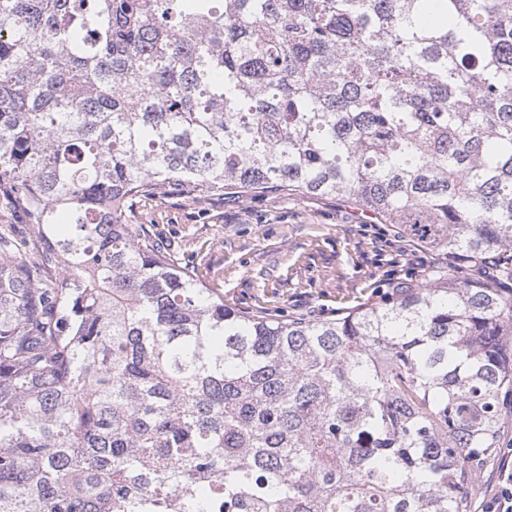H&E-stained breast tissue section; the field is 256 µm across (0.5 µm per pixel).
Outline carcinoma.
Here are the masks:
<instances>
[{
  "mask_svg": "<svg viewBox=\"0 0 512 512\" xmlns=\"http://www.w3.org/2000/svg\"><path fill=\"white\" fill-rule=\"evenodd\" d=\"M350 201L448 260L224 306L129 212ZM0 512H472L512 407V0H0ZM6 225L18 243L29 238V225L22 213L0 212V227Z\"/></svg>",
  "mask_w": 512,
  "mask_h": 512,
  "instance_id": "carcinoma-1",
  "label": "carcinoma"
}]
</instances>
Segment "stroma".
Instances as JSON below:
<instances>
[{"instance_id":"35a3bbf8","label":"stroma","mask_w":512,"mask_h":512,"mask_svg":"<svg viewBox=\"0 0 512 512\" xmlns=\"http://www.w3.org/2000/svg\"><path fill=\"white\" fill-rule=\"evenodd\" d=\"M135 221L225 306L272 318L332 317L445 265L405 237L386 247L378 225L334 197L228 193L194 204L166 190Z\"/></svg>"}]
</instances>
